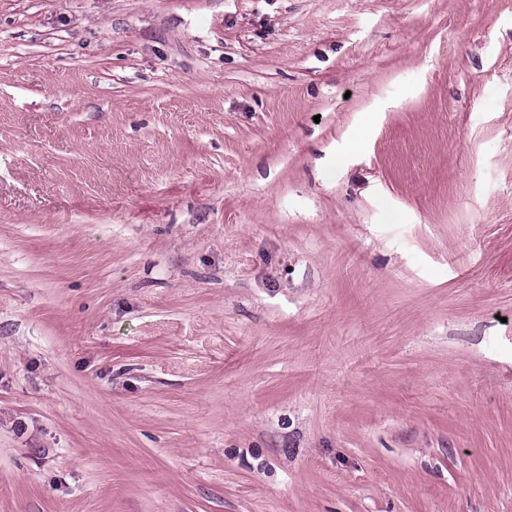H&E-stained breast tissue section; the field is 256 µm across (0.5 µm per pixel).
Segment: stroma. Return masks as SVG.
<instances>
[{"label":"stroma","mask_w":512,"mask_h":512,"mask_svg":"<svg viewBox=\"0 0 512 512\" xmlns=\"http://www.w3.org/2000/svg\"><path fill=\"white\" fill-rule=\"evenodd\" d=\"M0 512H512V0H0Z\"/></svg>","instance_id":"35a3bbf8"}]
</instances>
